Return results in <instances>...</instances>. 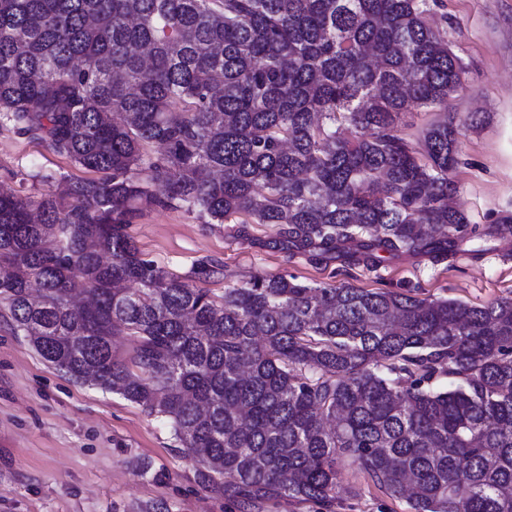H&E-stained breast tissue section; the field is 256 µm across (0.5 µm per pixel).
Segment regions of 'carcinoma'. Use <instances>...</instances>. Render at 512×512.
I'll return each mask as SVG.
<instances>
[{"instance_id": "carcinoma-1", "label": "carcinoma", "mask_w": 512, "mask_h": 512, "mask_svg": "<svg viewBox=\"0 0 512 512\" xmlns=\"http://www.w3.org/2000/svg\"><path fill=\"white\" fill-rule=\"evenodd\" d=\"M430 0H0V128L99 179L0 193V304L72 379L169 419L199 483L249 512L332 509L349 456L410 512H512V298L255 277L215 295L143 258L153 206L280 226L315 261L435 262L479 227L453 204L466 70ZM135 346L121 359L112 337ZM453 378L447 390L433 388ZM320 506L314 502H288L283 499H272L264 502L252 512H318ZM325 512V511H322Z\"/></svg>"}]
</instances>
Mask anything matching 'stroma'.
<instances>
[{"instance_id": "stroma-1", "label": "stroma", "mask_w": 512, "mask_h": 512, "mask_svg": "<svg viewBox=\"0 0 512 512\" xmlns=\"http://www.w3.org/2000/svg\"><path fill=\"white\" fill-rule=\"evenodd\" d=\"M433 20L468 74L447 112L402 117L401 137L447 118L460 124L455 202L471 223L512 217V0H438ZM30 173V181L19 178ZM89 171L31 136L0 128V191L51 190L52 179H86ZM140 251L168 272L191 277L212 261L220 277L192 279L220 295L255 276L287 274L306 284L345 282L358 288L412 291L428 299L473 305L512 297V234L489 241L479 259L458 255L386 259L374 272L338 271L288 255L278 226L202 224L183 208L144 211L127 228ZM197 464L176 441L167 418L92 384L74 381L15 334L0 309V512H239L233 501L205 490ZM335 512H408L405 501L379 491L348 457L339 463Z\"/></svg>"}]
</instances>
